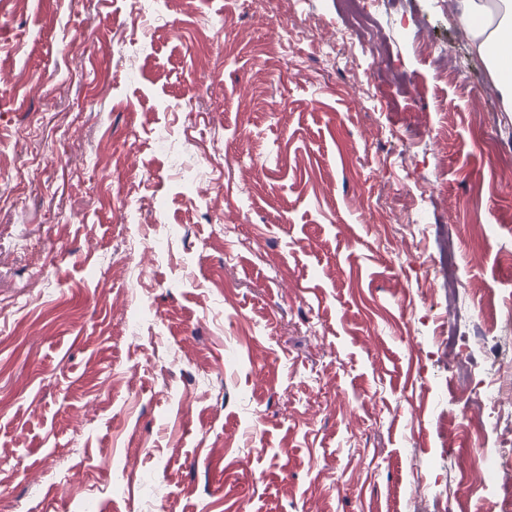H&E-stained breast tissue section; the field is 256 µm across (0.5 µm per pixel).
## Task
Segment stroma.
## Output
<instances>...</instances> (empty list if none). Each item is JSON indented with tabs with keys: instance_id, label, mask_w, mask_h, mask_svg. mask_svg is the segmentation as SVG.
Listing matches in <instances>:
<instances>
[{
	"instance_id": "stroma-1",
	"label": "stroma",
	"mask_w": 512,
	"mask_h": 512,
	"mask_svg": "<svg viewBox=\"0 0 512 512\" xmlns=\"http://www.w3.org/2000/svg\"><path fill=\"white\" fill-rule=\"evenodd\" d=\"M151 8L0 0V512H496L512 342L442 338L512 305V112L441 0ZM481 382L478 403L488 416L493 414L496 422H501L499 402L503 393L512 389V355L506 362L494 359ZM511 440L503 448H495L494 454L479 456L474 467L486 468L490 476V487L510 491L512 485Z\"/></svg>"
}]
</instances>
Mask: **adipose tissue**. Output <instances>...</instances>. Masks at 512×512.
I'll use <instances>...</instances> for the list:
<instances>
[{"label": "adipose tissue", "instance_id": "obj_1", "mask_svg": "<svg viewBox=\"0 0 512 512\" xmlns=\"http://www.w3.org/2000/svg\"><path fill=\"white\" fill-rule=\"evenodd\" d=\"M454 16L475 58L494 87L500 108L512 112V58L501 46L512 43V0H453Z\"/></svg>", "mask_w": 512, "mask_h": 512}]
</instances>
